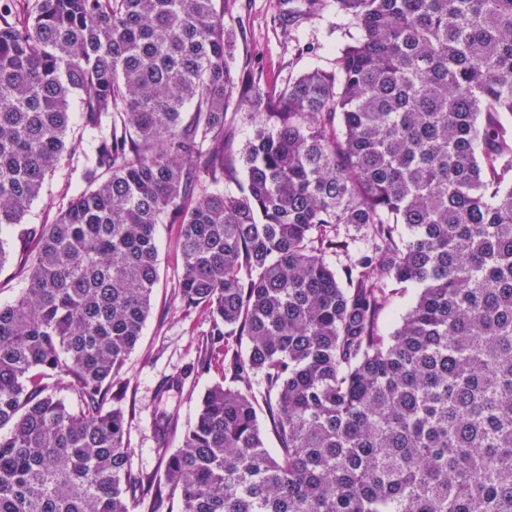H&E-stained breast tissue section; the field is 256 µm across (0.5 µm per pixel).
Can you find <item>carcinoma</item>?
Returning a JSON list of instances; mask_svg holds the SVG:
<instances>
[{"label": "carcinoma", "mask_w": 512, "mask_h": 512, "mask_svg": "<svg viewBox=\"0 0 512 512\" xmlns=\"http://www.w3.org/2000/svg\"><path fill=\"white\" fill-rule=\"evenodd\" d=\"M229 3L0 0V228L33 245L0 305V512H512V0H337L359 38L274 95L232 76ZM74 106L86 187L31 229ZM164 222L193 368L230 381L174 450L156 417L148 474L120 376ZM228 112L233 117L229 147L238 157L252 137L256 125V117L246 105L237 101L230 106ZM419 288L408 285L405 289L398 290L394 295L390 306L381 318V329L385 335L392 333L401 323L403 316L415 303Z\"/></svg>", "instance_id": "carcinoma-1"}]
</instances>
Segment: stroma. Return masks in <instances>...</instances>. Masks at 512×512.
<instances>
[{"mask_svg": "<svg viewBox=\"0 0 512 512\" xmlns=\"http://www.w3.org/2000/svg\"><path fill=\"white\" fill-rule=\"evenodd\" d=\"M304 0H236L224 16V26L235 41L231 66L248 74L266 91L280 89L289 81L314 70H330L341 50L354 42L359 31L337 0H320L314 17L305 14ZM85 184L64 159L49 177L41 198L25 217L29 224H46L54 217L48 202L63 189L79 191ZM176 227L156 228L159 254L158 282L153 305L136 348L129 354L122 375L127 394L122 409L129 421L126 443L134 468L152 471L158 465L154 418L166 411L175 414L179 431L169 446L181 444L180 433L193 423L200 395L225 376L223 364L205 373L193 372L209 329L206 315L186 309L177 296L181 256L176 247ZM186 374L183 391L158 398L157 389L167 378Z\"/></svg>", "mask_w": 512, "mask_h": 512, "instance_id": "obj_1", "label": "stroma"}]
</instances>
